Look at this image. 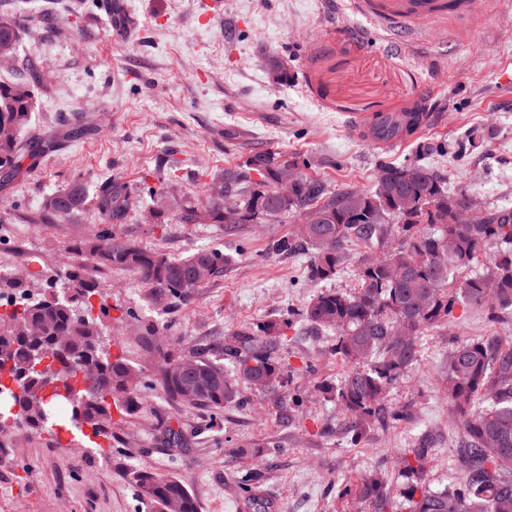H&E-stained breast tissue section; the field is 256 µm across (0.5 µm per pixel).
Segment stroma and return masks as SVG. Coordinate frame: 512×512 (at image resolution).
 Listing matches in <instances>:
<instances>
[{
    "label": "stroma",
    "instance_id": "35a3bbf8",
    "mask_svg": "<svg viewBox=\"0 0 512 512\" xmlns=\"http://www.w3.org/2000/svg\"><path fill=\"white\" fill-rule=\"evenodd\" d=\"M131 31L117 36L103 0H0L24 35L0 80L25 83L35 108L28 145H51L26 176L0 185V262L32 258L42 274L61 272L75 242L108 228L98 208L111 178L128 184L145 206L157 179L176 170L171 192L202 201L207 173L253 151L279 149L310 160L307 173L332 191L370 188L384 162L424 156L450 189L467 192L485 211L512 206V0H478L470 25H427L402 46L357 14L350 0H223L221 14L201 23L206 0H120ZM277 55L288 81L275 83L262 59ZM419 109L426 127L383 147L352 128L354 118ZM86 129L69 137V124ZM479 132L482 146L457 155ZM422 155V154H421ZM82 182L84 209L67 221H43L46 194ZM121 233L172 256L198 249L234 253L226 267L178 308L147 298L140 277L89 264L107 294L112 316L131 312L165 326L184 348L212 343L239 324L300 311L318 291L305 254L278 256L273 240L296 233V222L250 224L237 236L218 224H184L177 216L147 223L131 212ZM512 336V324H492L474 311L423 337L419 365L391 395L415 419L360 445L342 444L335 403L317 390L345 366L325 355L327 340L300 330L280 349L307 398L298 412L287 400L244 390V406L222 412L189 408L148 391L140 414L115 427L117 446L101 455L93 439L58 445L48 436L9 440L0 454V512H141L128 480L146 464L180 478L199 512H247L236 485L247 470L263 473L266 512H370L368 503L340 497L338 481L377 469L394 475V461L425 428L438 438L429 468L434 479L458 476V429L438 391L446 353L460 337ZM112 350L154 377L157 356L130 331L109 329ZM180 431L179 445L166 430ZM244 446L232 459L225 449Z\"/></svg>",
    "mask_w": 512,
    "mask_h": 512
}]
</instances>
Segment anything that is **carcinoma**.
<instances>
[{"instance_id": "carcinoma-1", "label": "carcinoma", "mask_w": 512, "mask_h": 512, "mask_svg": "<svg viewBox=\"0 0 512 512\" xmlns=\"http://www.w3.org/2000/svg\"><path fill=\"white\" fill-rule=\"evenodd\" d=\"M22 28L0 15V50L16 53ZM33 92L24 85L0 83V181L9 182L33 166H24L21 135L31 122ZM422 113L405 110L380 117L371 129L376 138L410 133ZM309 162L280 150L248 154L210 176L209 193L194 205L166 195L173 174L158 179L154 194L167 208L180 211L189 224H220L228 236L246 224H278L310 214L297 235L273 241L271 251L288 255L303 251L309 279H333L358 241L385 247L379 257L359 259L356 284L350 290L322 288L296 315L246 323L224 334L212 348L187 350L178 342H159L158 324L138 321L137 335L159 359L160 390L189 407L221 411L243 403L242 389L275 392L295 368L280 356L285 330L300 322L316 335L330 334L326 353L340 359L345 373L334 383L317 386L336 403L340 430L352 445L374 432L411 419L391 392L420 358V340L428 332L456 320L455 311L481 308L491 323L512 319V209L485 213L471 223L453 222L451 210L463 209L468 194L448 190L446 178L417 162L420 177L403 179L404 165L384 163L385 179L369 189L329 193L315 179L303 176L292 192H281L290 166ZM228 189L241 200L243 216L224 221ZM112 227L71 248L68 270L46 282L48 292L36 296L24 281H0V433L23 427L28 435L57 439L89 430L112 448V428L141 410L139 368L112 352L105 319L110 309L105 289L84 278L86 261L138 275L153 303L176 308L235 257L219 249H200L186 257L148 250L125 238L119 225L136 206L129 186L113 180L98 197ZM87 201L85 186L74 182L44 198L45 215L69 219ZM495 248L487 270L469 269L484 250ZM191 366L190 374L181 365ZM440 393L459 423L460 476L435 485L428 464L435 452L434 434L424 429L416 443L398 457L402 479L397 495L377 471L355 484H341L339 495H356L371 512H512V346L502 337L458 339L448 349L440 377ZM138 498L149 512H198L195 497L179 479L147 467L130 472ZM259 472L241 477L244 501L261 507L254 493Z\"/></svg>"}]
</instances>
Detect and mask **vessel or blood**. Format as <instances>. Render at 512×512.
Masks as SVG:
<instances>
[{"label": "vessel or blood", "instance_id": "obj_1", "mask_svg": "<svg viewBox=\"0 0 512 512\" xmlns=\"http://www.w3.org/2000/svg\"><path fill=\"white\" fill-rule=\"evenodd\" d=\"M355 9L383 27L417 34L427 24L473 21L474 0H353Z\"/></svg>", "mask_w": 512, "mask_h": 512}]
</instances>
